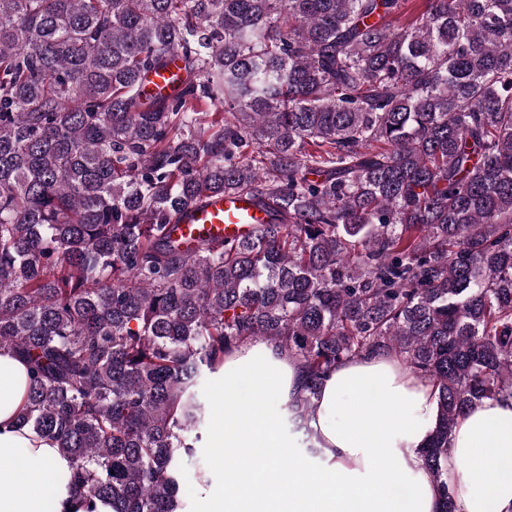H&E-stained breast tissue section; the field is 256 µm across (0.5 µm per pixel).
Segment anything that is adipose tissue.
I'll return each mask as SVG.
<instances>
[{"mask_svg": "<svg viewBox=\"0 0 512 512\" xmlns=\"http://www.w3.org/2000/svg\"><path fill=\"white\" fill-rule=\"evenodd\" d=\"M252 390L280 403L301 393L298 362L256 343L224 360V391L237 404L225 412L214 442L235 449L223 484L204 490L207 512H435L437 487L421 456L438 419L437 389L395 357L372 355L337 365L323 382L308 421L316 455L280 426L278 413L257 408ZM24 363L0 351V512H79L59 475L69 461L51 441L14 428L27 395ZM377 401H370L369 390ZM296 463L282 473L279 462ZM445 477L455 512H512V397L484 400L457 422Z\"/></svg>", "mask_w": 512, "mask_h": 512, "instance_id": "obj_1", "label": "adipose tissue"}]
</instances>
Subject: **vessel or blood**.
<instances>
[{"label": "vessel or blood", "instance_id": "vessel-or-blood-1", "mask_svg": "<svg viewBox=\"0 0 512 512\" xmlns=\"http://www.w3.org/2000/svg\"><path fill=\"white\" fill-rule=\"evenodd\" d=\"M182 75L179 58L147 74L145 85L153 91H167L174 87ZM263 213L251 203L249 196L226 193L209 197L205 203L188 205L179 219L176 234L183 241L194 240L198 235H242L250 225L262 223Z\"/></svg>", "mask_w": 512, "mask_h": 512}]
</instances>
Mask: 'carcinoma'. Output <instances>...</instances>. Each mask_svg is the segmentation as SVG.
<instances>
[{
    "label": "carcinoma",
    "instance_id": "cac0c4a2",
    "mask_svg": "<svg viewBox=\"0 0 512 512\" xmlns=\"http://www.w3.org/2000/svg\"><path fill=\"white\" fill-rule=\"evenodd\" d=\"M407 2L0 0V350L87 512L184 509L206 384L254 343L301 364L279 411L311 454L336 365L432 381L453 512L457 420L512 395V0ZM238 192L270 221L180 244L187 205ZM181 75V61L178 56H172L165 68L147 74L145 85L146 88L153 91H170L180 80Z\"/></svg>",
    "mask_w": 512,
    "mask_h": 512
}]
</instances>
